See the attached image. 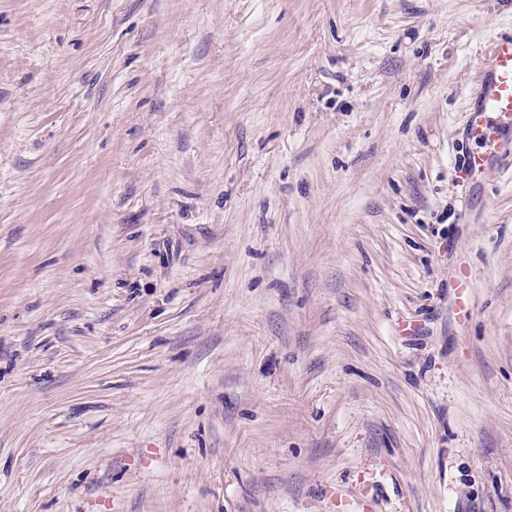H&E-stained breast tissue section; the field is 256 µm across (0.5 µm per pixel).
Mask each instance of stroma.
Wrapping results in <instances>:
<instances>
[{
    "label": "stroma",
    "mask_w": 512,
    "mask_h": 512,
    "mask_svg": "<svg viewBox=\"0 0 512 512\" xmlns=\"http://www.w3.org/2000/svg\"><path fill=\"white\" fill-rule=\"evenodd\" d=\"M511 34L0 0V512H512V166L454 176Z\"/></svg>",
    "instance_id": "stroma-1"
}]
</instances>
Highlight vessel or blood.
I'll return each mask as SVG.
<instances>
[{
	"label": "vessel or blood",
	"mask_w": 512,
	"mask_h": 512,
	"mask_svg": "<svg viewBox=\"0 0 512 512\" xmlns=\"http://www.w3.org/2000/svg\"><path fill=\"white\" fill-rule=\"evenodd\" d=\"M483 79L475 92L463 132L476 146L460 157L459 179L473 180L494 159L512 160V140L502 133L512 130V37L498 39L482 65Z\"/></svg>",
	"instance_id": "vessel-or-blood-1"
}]
</instances>
